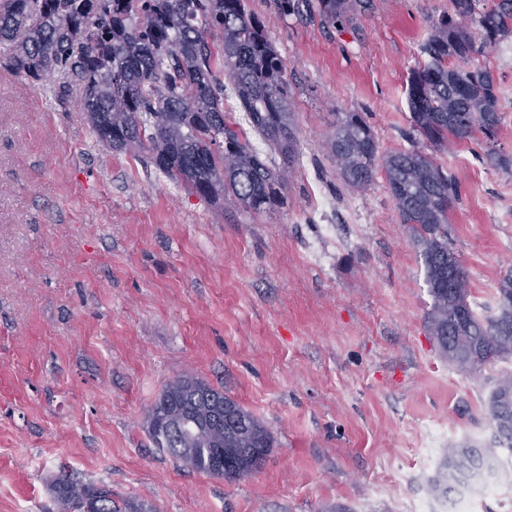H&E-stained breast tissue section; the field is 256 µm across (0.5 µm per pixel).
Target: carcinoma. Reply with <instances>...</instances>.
I'll return each mask as SVG.
<instances>
[{
	"instance_id": "cac0c4a2",
	"label": "carcinoma",
	"mask_w": 512,
	"mask_h": 512,
	"mask_svg": "<svg viewBox=\"0 0 512 512\" xmlns=\"http://www.w3.org/2000/svg\"><path fill=\"white\" fill-rule=\"evenodd\" d=\"M280 10H314L343 21L364 0H275ZM512 37V0H450L423 44L427 60L406 83L411 128L437 149L493 140L502 92L487 65L473 59ZM0 41L13 44L11 69L37 84L58 76L81 91L91 127L112 150L143 158L187 191L246 212L283 204L286 174L297 156L295 113L285 65L264 23L244 0H0ZM229 80L253 128L282 156L271 167L224 110ZM378 145L361 112H339L329 153L345 183H373ZM400 222L411 225L432 297L426 328L461 371L492 358L512 359V272L497 288V312L482 316L469 300V276L448 242L456 182L421 150L396 151L384 163ZM159 419L147 414L157 448L183 467L213 474L215 446L193 422L224 406V479L258 469L274 445L271 431L244 407L198 378L183 374L164 387ZM488 416L497 449L448 445L431 490L449 499L458 483L512 454V371L496 380ZM57 512H154L148 503L112 501L104 485L65 474L52 483Z\"/></svg>"
}]
</instances>
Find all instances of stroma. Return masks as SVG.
I'll return each instance as SVG.
<instances>
[{"label":"stroma","mask_w":512,"mask_h":512,"mask_svg":"<svg viewBox=\"0 0 512 512\" xmlns=\"http://www.w3.org/2000/svg\"><path fill=\"white\" fill-rule=\"evenodd\" d=\"M245 4L286 65L299 140L283 205L260 214L100 143L78 89L16 77L0 42V512H56L63 472L157 512H411L436 471L425 428L493 444L488 396L507 362L465 372L442 357L384 171L349 187L328 147L340 112L366 114L378 158L423 145L405 84L449 0H373L336 25ZM511 50L479 58L504 91L507 157ZM480 151L475 138L433 157L459 186L448 238L470 301L491 308L512 271V172ZM181 374L271 429L261 469L227 481L153 446L147 412Z\"/></svg>","instance_id":"35a3bbf8"}]
</instances>
